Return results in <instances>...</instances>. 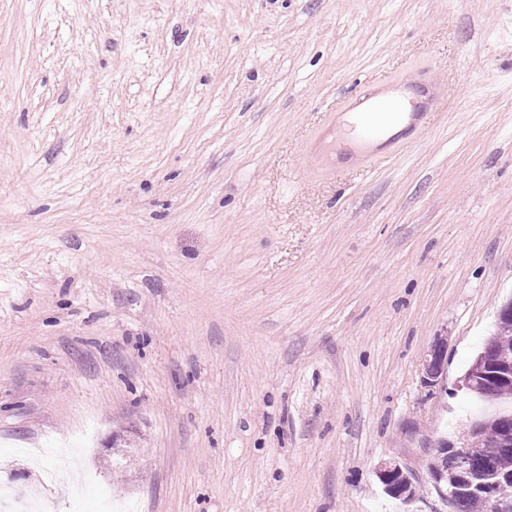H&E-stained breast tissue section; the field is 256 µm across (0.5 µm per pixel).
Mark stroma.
Instances as JSON below:
<instances>
[{
	"label": "stroma",
	"mask_w": 512,
	"mask_h": 512,
	"mask_svg": "<svg viewBox=\"0 0 512 512\" xmlns=\"http://www.w3.org/2000/svg\"><path fill=\"white\" fill-rule=\"evenodd\" d=\"M424 68L416 142L305 172L362 77ZM511 297L512 0H0L17 502L60 464L45 512H452L428 465L512 413L459 387ZM444 361L445 350L442 343L438 342L431 347L426 360L424 381L429 386L435 387L440 384V375L439 372L435 371V368L442 371Z\"/></svg>",
	"instance_id": "35a3bbf8"
}]
</instances>
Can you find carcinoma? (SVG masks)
<instances>
[{
	"instance_id": "carcinoma-1",
	"label": "carcinoma",
	"mask_w": 512,
	"mask_h": 512,
	"mask_svg": "<svg viewBox=\"0 0 512 512\" xmlns=\"http://www.w3.org/2000/svg\"><path fill=\"white\" fill-rule=\"evenodd\" d=\"M498 364L512 365V318L500 317L496 333L482 348ZM512 431V416L492 419L483 432L472 431L476 441L469 446V465L475 472L498 474L497 495L512 501V446L503 445L500 435L504 430ZM454 455L451 453L436 456L431 465L433 474L448 473V501L454 512H489L487 502L462 488L451 473L454 469Z\"/></svg>"
}]
</instances>
